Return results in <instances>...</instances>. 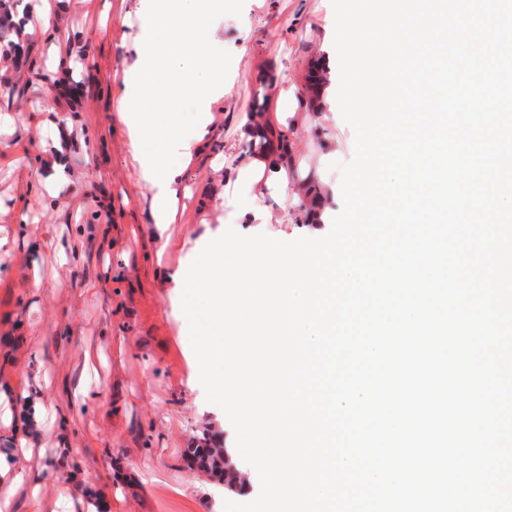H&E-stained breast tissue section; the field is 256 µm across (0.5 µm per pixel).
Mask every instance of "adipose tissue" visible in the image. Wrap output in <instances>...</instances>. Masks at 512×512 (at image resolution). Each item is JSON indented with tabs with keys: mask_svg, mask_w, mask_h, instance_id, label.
I'll list each match as a JSON object with an SVG mask.
<instances>
[{
	"mask_svg": "<svg viewBox=\"0 0 512 512\" xmlns=\"http://www.w3.org/2000/svg\"><path fill=\"white\" fill-rule=\"evenodd\" d=\"M224 0H134L138 32L123 70L117 110L125 127L129 161L138 182L152 191L150 215L158 235H166L176 220L188 162L214 137L211 107L231 99L235 72L224 57L198 37L191 17L223 11ZM187 96L196 103L197 120L186 128L174 115V102ZM224 170L234 174L240 210L253 224L268 223L261 205L264 185L276 184L284 206L294 209L296 221L308 236L319 238L325 218L323 193H299L302 164L297 156L280 157L266 148L226 154ZM247 260L236 266L224 263V237L209 242L210 262L203 267L175 270L171 281L189 293L208 298V336L192 359L204 372L214 360H228L227 375L211 379L210 392L223 401L225 389L244 383L259 390L247 405L254 435L274 430L279 438L267 463V480L279 512H336L325 502L331 468H350L352 458L332 459L324 430L311 431L297 421L291 404L302 400L325 376L308 364L309 354L325 346L335 330V250L327 260L296 250L251 248V233L241 234ZM246 312L260 314L257 329L238 323ZM45 403L0 415V434L9 446L0 449V512H11L12 499L22 486H30L28 512H59L72 505L75 488L61 481L53 499L41 496L40 479L30 467L32 450L26 429L45 414Z\"/></svg>",
	"mask_w": 512,
	"mask_h": 512,
	"instance_id": "adipose-tissue-1",
	"label": "adipose tissue"
}]
</instances>
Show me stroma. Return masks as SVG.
Listing matches in <instances>:
<instances>
[{"label":"stroma","mask_w":512,"mask_h":512,"mask_svg":"<svg viewBox=\"0 0 512 512\" xmlns=\"http://www.w3.org/2000/svg\"><path fill=\"white\" fill-rule=\"evenodd\" d=\"M37 0L0 9V382L13 384L22 401L52 398L55 409L28 432L45 464L44 493L54 480L107 470L119 512H265L268 487L265 449L249 433L238 399L214 402L208 376L189 381L186 351L201 343L187 330L182 296L169 275L181 264H202L216 230L224 232V258H245L238 245L236 202L213 171L225 153L246 150L238 121L266 103L272 120L284 107L274 84L304 85L309 63L322 57L323 0H227L209 17L203 33L213 51L235 56L239 77L231 100L212 107L221 135L187 169L191 195L161 245L150 215L151 191L139 183L127 154L115 109L118 76L137 34L127 13L131 0H66L61 15L38 18L17 55H8L15 24ZM60 29L76 49L69 75L80 81L75 105L46 107L44 80L53 61L48 33ZM250 53L236 57L241 44ZM354 130L328 122L299 131L294 147L304 169L325 182L341 181L335 163L352 158ZM65 160L69 182L46 189L55 161ZM70 244L68 263L50 254ZM48 252L38 296L29 292L30 248ZM92 397L75 398L78 386ZM234 449L249 476L232 492L217 477L192 470L186 449L202 433Z\"/></svg>","instance_id":"stroma-1"}]
</instances>
